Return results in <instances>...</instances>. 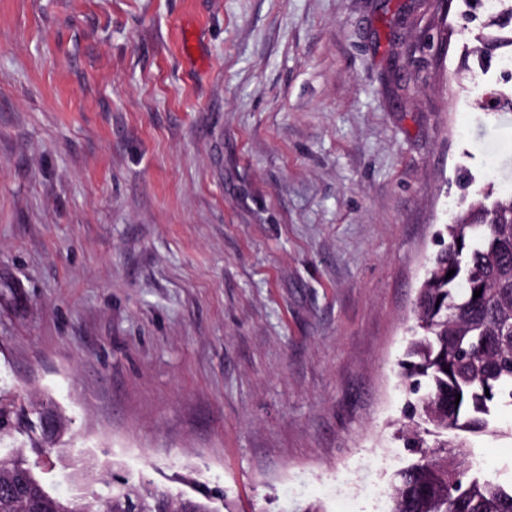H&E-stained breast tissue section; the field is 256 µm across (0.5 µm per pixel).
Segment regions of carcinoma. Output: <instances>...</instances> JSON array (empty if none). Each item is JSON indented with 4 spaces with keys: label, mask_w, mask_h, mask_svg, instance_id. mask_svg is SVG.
Masks as SVG:
<instances>
[{
    "label": "carcinoma",
    "mask_w": 512,
    "mask_h": 512,
    "mask_svg": "<svg viewBox=\"0 0 512 512\" xmlns=\"http://www.w3.org/2000/svg\"><path fill=\"white\" fill-rule=\"evenodd\" d=\"M446 231L401 362L415 396L407 404L414 426L402 439L415 460L395 474L387 512H512V483L486 478L466 451L468 436L494 431L497 405L512 404V193L478 192ZM47 444L52 437L42 434L0 453V486L12 485L0 491V512H217L207 490L184 498L129 477L59 497L26 457V447Z\"/></svg>",
    "instance_id": "obj_1"
}]
</instances>
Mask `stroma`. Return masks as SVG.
I'll list each match as a JSON object with an SVG mask.
<instances>
[{
    "label": "stroma",
    "instance_id": "obj_1",
    "mask_svg": "<svg viewBox=\"0 0 512 512\" xmlns=\"http://www.w3.org/2000/svg\"><path fill=\"white\" fill-rule=\"evenodd\" d=\"M467 0H0V406L90 477L378 512L463 197L512 193ZM470 439L512 482V405Z\"/></svg>",
    "mask_w": 512,
    "mask_h": 512
}]
</instances>
